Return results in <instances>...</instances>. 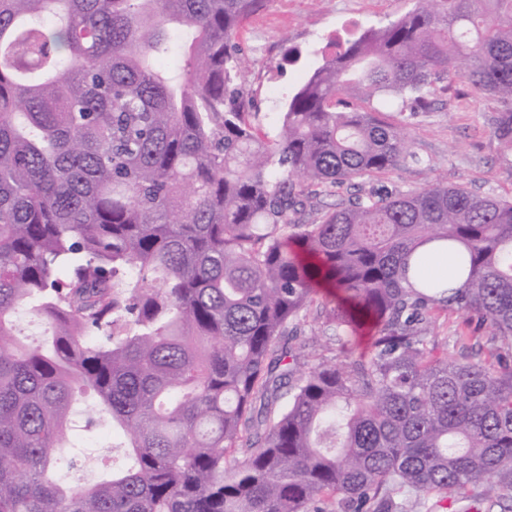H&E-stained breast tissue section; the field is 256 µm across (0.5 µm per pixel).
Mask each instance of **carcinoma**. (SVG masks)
Listing matches in <instances>:
<instances>
[{
    "instance_id": "carcinoma-1",
    "label": "carcinoma",
    "mask_w": 512,
    "mask_h": 512,
    "mask_svg": "<svg viewBox=\"0 0 512 512\" xmlns=\"http://www.w3.org/2000/svg\"><path fill=\"white\" fill-rule=\"evenodd\" d=\"M262 2L0 0V512H512V365L427 338L450 306L512 350V199L438 182L298 219L305 184L412 157L373 102L424 107L459 65L512 154V0L337 41L273 133L232 44ZM432 241L462 287L422 273ZM326 286L370 349L302 371L288 324ZM77 386L126 463L69 488L48 472L99 420L71 425ZM16 319V333L29 345L43 343L52 333L48 323L29 314L25 308L18 310Z\"/></svg>"
}]
</instances>
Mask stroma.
I'll return each instance as SVG.
<instances>
[{"label": "stroma", "instance_id": "stroma-1", "mask_svg": "<svg viewBox=\"0 0 512 512\" xmlns=\"http://www.w3.org/2000/svg\"><path fill=\"white\" fill-rule=\"evenodd\" d=\"M413 0H265V5L238 31L235 42L246 67L243 83L252 98V109L261 127L274 131L288 95L302 85L321 62V53L334 39L358 36L364 29L385 25L409 11ZM301 53L297 63H288L289 50ZM497 103L490 97L474 96L466 81L455 74L438 82L425 109L413 111L395 102L387 105L386 120L402 124L410 141L412 160L382 173L336 186L311 184L307 190L316 208L306 217L314 223L321 209L371 193L397 190L420 191L433 182L466 186L484 195L512 198V160H504L494 136ZM332 296L319 297L299 321L290 323V346H304L312 356H327L335 331L324 322ZM431 331L447 337L437 355L487 363L507 356L492 336L489 325L476 315L465 316L448 307L433 313ZM112 430L100 423L78 440V455L84 467L67 483L76 487L99 481L111 470L104 449L112 446Z\"/></svg>", "mask_w": 512, "mask_h": 512}]
</instances>
